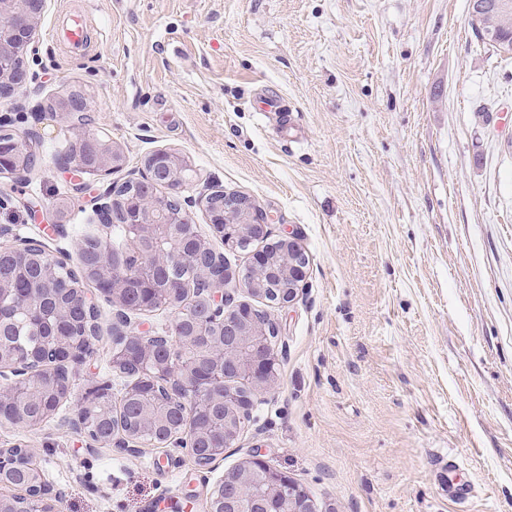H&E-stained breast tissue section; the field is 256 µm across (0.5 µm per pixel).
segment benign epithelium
I'll return each instance as SVG.
<instances>
[{"label": "benign epithelium", "mask_w": 512, "mask_h": 512, "mask_svg": "<svg viewBox=\"0 0 512 512\" xmlns=\"http://www.w3.org/2000/svg\"><path fill=\"white\" fill-rule=\"evenodd\" d=\"M46 0H0V99L9 98L14 91L24 85L28 79L24 67V58L38 51L33 44V34L41 17ZM473 23L482 34L497 48L512 52V38H506L498 23L499 9L487 0H471ZM84 155L65 162L66 170L77 177L84 175L107 176L112 174L122 162L120 152L112 142L100 135H87L80 139ZM36 160L14 139L0 138V177L8 176L17 183L28 181ZM189 171L183 160L173 152L158 150L145 160V173L140 180L123 184H113L103 195L97 198L96 215L107 224H129L134 238L129 240L123 250H114L104 246L92 256L79 249L81 266L92 267L101 275V295L107 297L118 308V316L126 327L122 332V341L112 343V368L121 371L123 367L144 368L155 366L166 371L167 378L180 386L183 420L178 430L171 432L159 442H151L156 447L173 445L184 449L195 460L207 466L224 457V449L230 447L229 441L235 437L236 426L246 420L254 406L257 396L271 388L274 380L276 362L275 346L270 336L278 335L277 324L270 318L258 319L252 308L245 304H234L232 288H244L251 294H257L249 279V268L236 270L228 265L217 274H208L206 287L186 310L174 307V320L189 313L197 319L195 335L204 336L210 324L219 323L224 328V343L213 345L212 363L206 367L198 365H180L161 363L156 357L157 341L165 339L159 334H144L131 327L126 312L129 310L126 291L128 283L112 278V268L127 264L128 255L138 253L137 247L145 243L150 246L146 255L145 267L154 271L169 265L200 263L208 257L211 247L197 240L198 248L188 250L184 241L172 239L168 228L178 225L193 230L189 215L178 208L171 210L167 200L154 192L153 184L159 180L176 195L184 189V175ZM206 211L215 235L221 237L226 224H242V236L265 240L269 236V218L259 212L245 196L229 195L215 190L205 198ZM274 252L287 260V266L276 268L272 265L269 253L258 254L252 266H263L269 272L286 283L279 289L274 303L285 305L292 302L297 294L299 283L306 276L309 258L296 239L285 235L271 244ZM49 265L48 276L44 282L45 293L53 289L54 270L60 268L70 271L65 260L44 253ZM77 303L84 315V321L95 324L97 306L84 290L76 292ZM27 324L31 332L43 336L50 342H59L55 337L53 323L61 319V309L51 305L39 306L30 299L26 312ZM89 354L85 351L68 352L59 362L67 373L83 364ZM234 368L236 374L245 377L251 384L249 392H236L224 387V372ZM33 373L31 364L25 355L16 351L6 364H0V420L9 421L3 416L6 405L22 400L20 385ZM111 395V391L102 382L88 387L83 395L76 418L64 422L93 443L127 451L136 450L141 440L123 433L109 436L101 435L93 425L86 411L92 409L101 399ZM210 397L224 404V408L234 410L235 418L224 417L219 433L224 435V443H207L206 451H198L191 420L187 417L189 404L198 399ZM34 456L31 448H0V486H7L20 470L23 461L20 453ZM224 499V509L209 508V512H270L273 504H278L277 512H336L332 504L317 506L309 493L301 485L289 480L281 471L255 454L247 459L239 469L232 496H221L220 486L211 491L209 503ZM59 494L44 479L42 472L32 484L31 491L21 498L0 499V512H58Z\"/></svg>", "instance_id": "obj_1"}]
</instances>
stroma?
<instances>
[{"label":"stroma","instance_id":"stroma-1","mask_svg":"<svg viewBox=\"0 0 512 512\" xmlns=\"http://www.w3.org/2000/svg\"><path fill=\"white\" fill-rule=\"evenodd\" d=\"M35 40L27 84L0 99L38 152L27 183L0 177L11 236L79 268L77 241L110 236L97 196L163 149L191 169L179 203L212 249L205 196L221 190L310 259L288 305L236 291L279 327L275 384L206 467L63 428L90 381L121 384L116 309L87 286L99 337L69 397L37 428L0 422V448L35 449L61 512H205L256 453L338 512H512V54L477 34L469 0H47ZM74 90L79 123L55 110ZM88 133L125 163L77 193L60 157Z\"/></svg>","mask_w":512,"mask_h":512}]
</instances>
